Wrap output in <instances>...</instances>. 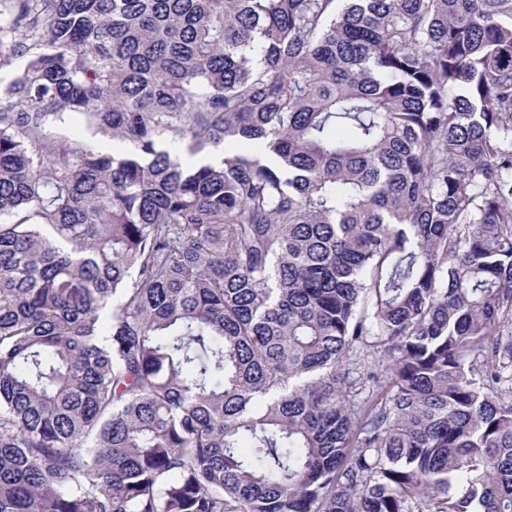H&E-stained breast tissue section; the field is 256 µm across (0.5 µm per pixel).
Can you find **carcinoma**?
<instances>
[{
    "instance_id": "1",
    "label": "carcinoma",
    "mask_w": 512,
    "mask_h": 512,
    "mask_svg": "<svg viewBox=\"0 0 512 512\" xmlns=\"http://www.w3.org/2000/svg\"><path fill=\"white\" fill-rule=\"evenodd\" d=\"M338 2L0 0V512H512V0Z\"/></svg>"
}]
</instances>
